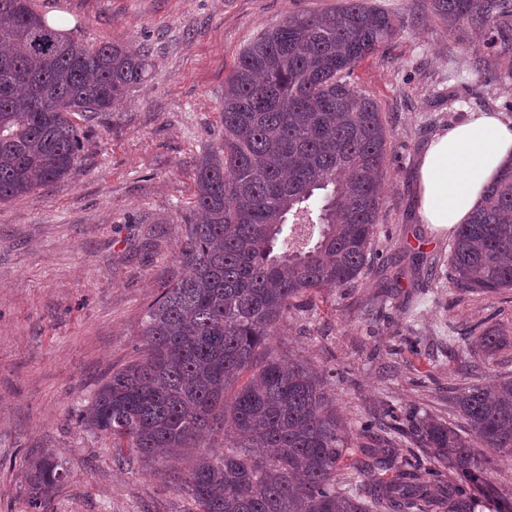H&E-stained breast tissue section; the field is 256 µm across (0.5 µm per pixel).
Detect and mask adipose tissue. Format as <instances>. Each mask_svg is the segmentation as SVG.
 <instances>
[{
  "label": "adipose tissue",
  "mask_w": 512,
  "mask_h": 512,
  "mask_svg": "<svg viewBox=\"0 0 512 512\" xmlns=\"http://www.w3.org/2000/svg\"><path fill=\"white\" fill-rule=\"evenodd\" d=\"M511 157L512 120L495 112L472 113L435 134L415 164L420 222L441 232L467 223Z\"/></svg>",
  "instance_id": "adipose-tissue-1"
}]
</instances>
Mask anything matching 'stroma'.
<instances>
[{"instance_id": "obj_1", "label": "stroma", "mask_w": 512, "mask_h": 512, "mask_svg": "<svg viewBox=\"0 0 512 512\" xmlns=\"http://www.w3.org/2000/svg\"><path fill=\"white\" fill-rule=\"evenodd\" d=\"M404 26L354 70L389 130L373 255L364 276L291 310L271 346L334 371L351 461L384 442L361 432L388 409L453 421L459 388L512 376V291L448 288L451 234L420 223L417 157L440 129L512 104V60L475 77L479 35L448 26L426 0H373ZM92 45L144 44L145 81L83 142L68 178L0 201V512H30L27 462L66 469L42 512H189L181 458L112 461L110 436L77 415L102 381L138 356L149 305L186 268L195 164L224 137V82L246 45L287 15H325L343 0H33ZM507 336L492 357L449 348L448 327Z\"/></svg>"}]
</instances>
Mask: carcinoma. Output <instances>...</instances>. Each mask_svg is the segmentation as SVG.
<instances>
[{"label":"carcinoma","instance_id":"1","mask_svg":"<svg viewBox=\"0 0 512 512\" xmlns=\"http://www.w3.org/2000/svg\"><path fill=\"white\" fill-rule=\"evenodd\" d=\"M450 26L483 37L473 53H512V0H429ZM398 32L369 0L326 16L292 14L242 52L224 85V140L196 164V207L181 262L189 274L148 308L138 359L112 372L80 411L84 427L112 436L113 461L129 447L155 459L228 426L224 449L188 460L180 478L194 512H476L470 477L512 456V378L493 393L453 397L466 425L430 414L364 428L384 434L381 455L353 465L333 405L330 372L270 349L305 298L356 283L373 251L387 128L355 67ZM150 47L84 44L61 34L32 0H0V201L72 175L87 132L148 74ZM448 289H512V158L449 244ZM504 343L494 327L470 330L467 351ZM247 382L236 384L245 372ZM410 448L393 444L394 434ZM433 448L437 463L412 458ZM393 476L383 480L378 470ZM63 478L45 454L29 461L32 512ZM480 492L512 512V493L483 479Z\"/></svg>","mask_w":512,"mask_h":512}]
</instances>
